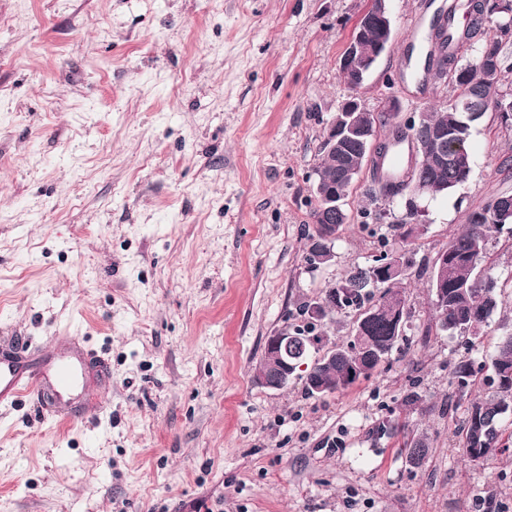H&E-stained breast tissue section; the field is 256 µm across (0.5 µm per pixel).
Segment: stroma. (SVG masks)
Wrapping results in <instances>:
<instances>
[{"mask_svg":"<svg viewBox=\"0 0 512 512\" xmlns=\"http://www.w3.org/2000/svg\"><path fill=\"white\" fill-rule=\"evenodd\" d=\"M444 0H390L393 40L359 88L339 69L370 0H0V347L53 353L77 331L110 376L100 415L58 426L0 407V512H512V450L463 457L464 359L512 332V239L489 244L498 308L473 345L420 329L426 278L404 281L409 352L348 390L267 389L253 368L299 305L402 244L403 198L372 166L350 189L329 265L310 268L311 187L338 106L401 118L448 106L450 79L401 80ZM468 181L421 202L417 264L512 192V126L489 112ZM416 403H406L408 393ZM399 420L403 435L380 433ZM423 439L409 464L400 446ZM476 377L474 362L471 360H462L454 368L453 378L456 382L457 391L462 396L471 392L476 383Z\"/></svg>","mask_w":512,"mask_h":512,"instance_id":"1","label":"stroma"}]
</instances>
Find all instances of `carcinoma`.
<instances>
[{
  "label": "carcinoma",
  "instance_id": "carcinoma-1",
  "mask_svg": "<svg viewBox=\"0 0 512 512\" xmlns=\"http://www.w3.org/2000/svg\"><path fill=\"white\" fill-rule=\"evenodd\" d=\"M511 38L512 28L504 26V21L492 8H483L473 0H450L448 18L438 43L439 57L445 67L438 68L437 72L446 75L448 69L459 66L460 51L467 44L477 45L478 57L485 52L499 56L503 62L501 74L488 81L483 79L478 61L467 64L472 79L484 88L485 111L493 112V103L501 94L502 74L512 71V57L505 52L506 43ZM425 120L431 126L446 130L448 145L461 144L469 161H474L470 139L476 122L461 125L462 113L450 107L442 112L426 113ZM363 148L364 143L343 138L336 140V150L322 152L315 174L321 179L323 188L332 187L337 194L348 196L352 183L342 180L340 175L346 168L355 171L361 168ZM469 176L470 171L450 169L443 165L440 154L430 152L420 156L405 179L378 180L379 193L391 199L403 197L419 181L427 185L422 193L424 197L446 194L465 183ZM491 205L489 200L471 211L467 224L436 253L431 265L428 285L432 310L435 325L443 331L474 337L489 324L497 308L498 282L493 273L494 266L489 262L488 244L492 234L505 229L512 238V216L505 218L502 224L488 219ZM313 218L311 237L315 238L322 236L328 228L337 233L348 222V213L344 210L330 214L316 207ZM443 255L448 256L446 273L440 266ZM392 258L413 261L405 251L384 252L368 266L359 267L328 285L316 299L328 317L350 311L357 315L355 339L337 347L335 357L328 360L320 355V349L305 336L306 330L313 328L311 323L288 331V358L306 363L305 374L298 379L303 381L309 396H316L311 391L313 385L323 387L325 396L345 391L356 382L369 378L401 350L406 319L410 318L406 313V294L401 288L403 277L397 275L386 282L379 269L381 262ZM337 286L348 289L345 298L335 295ZM453 378L461 395L471 392L476 383L474 362H458ZM487 381L492 394L471 401L457 428L459 445L472 461L487 460L497 451L512 446V436L505 435L504 428V422L512 418V333L501 337Z\"/></svg>",
  "mask_w": 512,
  "mask_h": 512
}]
</instances>
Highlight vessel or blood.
I'll list each match as a JSON object with an SVG mask.
<instances>
[{"mask_svg":"<svg viewBox=\"0 0 512 512\" xmlns=\"http://www.w3.org/2000/svg\"><path fill=\"white\" fill-rule=\"evenodd\" d=\"M71 343L69 353L49 361L35 357L27 346L0 354V406L24 398L48 401L58 409L67 406L89 362L100 359L96 351L82 346L80 337H72Z\"/></svg>","mask_w":512,"mask_h":512,"instance_id":"1","label":"vessel or blood"}]
</instances>
